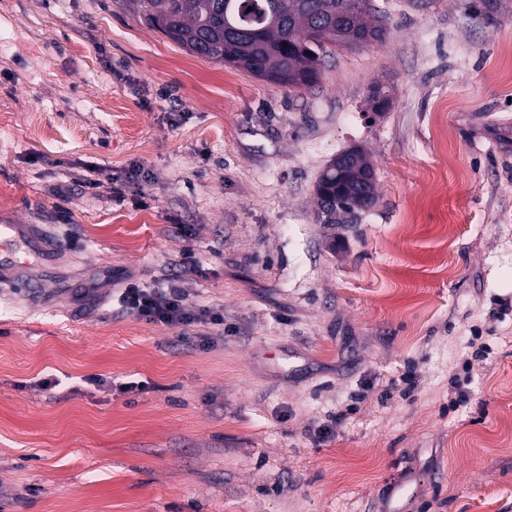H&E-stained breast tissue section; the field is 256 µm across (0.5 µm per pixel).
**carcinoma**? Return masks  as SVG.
I'll list each match as a JSON object with an SVG mask.
<instances>
[{
	"label": "carcinoma",
	"mask_w": 512,
	"mask_h": 512,
	"mask_svg": "<svg viewBox=\"0 0 512 512\" xmlns=\"http://www.w3.org/2000/svg\"><path fill=\"white\" fill-rule=\"evenodd\" d=\"M149 26L199 58L224 62L265 78L276 73V83L290 89L309 87L318 79L324 28L342 27L335 47L378 40L385 27L377 17L369 22L370 0H137ZM372 171L357 150L350 171L336 192L326 186L336 181L331 161L316 185L318 205L326 222L336 223V212L365 209L376 202V189L362 188V177Z\"/></svg>",
	"instance_id": "cac0c4a2"
}]
</instances>
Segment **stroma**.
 Returning <instances> with one entry per match:
<instances>
[{
	"label": "stroma",
	"mask_w": 512,
	"mask_h": 512,
	"mask_svg": "<svg viewBox=\"0 0 512 512\" xmlns=\"http://www.w3.org/2000/svg\"><path fill=\"white\" fill-rule=\"evenodd\" d=\"M372 2L295 91L0 0V217L54 254L0 285V512H512V0ZM353 147L377 202L325 223ZM174 273L224 335L111 296Z\"/></svg>",
	"instance_id": "obj_1"
}]
</instances>
